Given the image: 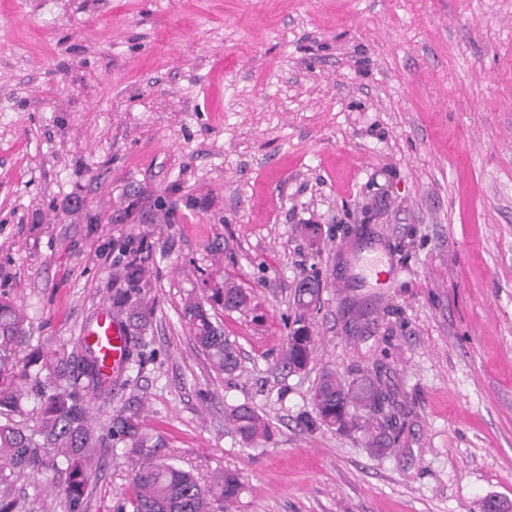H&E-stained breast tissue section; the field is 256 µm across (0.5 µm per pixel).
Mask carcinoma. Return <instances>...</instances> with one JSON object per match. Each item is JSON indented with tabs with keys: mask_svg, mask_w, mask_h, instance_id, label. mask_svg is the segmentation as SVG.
Masks as SVG:
<instances>
[{
	"mask_svg": "<svg viewBox=\"0 0 512 512\" xmlns=\"http://www.w3.org/2000/svg\"><path fill=\"white\" fill-rule=\"evenodd\" d=\"M144 259L129 263L128 287L118 290L114 306L129 315L125 336L142 332L151 308L141 299ZM322 289L307 293L295 287L297 312L280 358L282 369L293 373L306 369L315 349V338L306 325L313 298ZM206 299L224 309L244 308L248 295L232 283L222 288H205ZM195 344L217 369L231 373L238 355L224 337V330L212 321L201 299L188 300L182 312ZM33 340L30 326L13 301L0 298V512H21L9 498V479L17 472L48 466L65 476L62 490L65 512H87L88 489L99 465L98 449L124 444L125 454L136 459L131 494L114 506V512H232L241 491L239 477L229 471L210 485L182 467L157 455L159 442L143 433L139 415H120L101 432L92 426L90 404L94 398H108L119 381L105 372V359L88 341L78 338L80 351L55 350L27 359L22 349ZM47 371L51 381L40 380ZM34 396L37 414L33 424L18 419L23 404ZM391 396L379 367L355 370L344 383L334 371L323 372L313 394V406L320 424L343 432H361L380 451L395 450L399 435L390 414ZM226 421L241 442L253 445L270 435L266 419L248 404L229 409Z\"/></svg>",
	"mask_w": 512,
	"mask_h": 512,
	"instance_id": "cac0c4a2",
	"label": "carcinoma"
}]
</instances>
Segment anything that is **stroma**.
I'll return each instance as SVG.
<instances>
[{"mask_svg": "<svg viewBox=\"0 0 512 512\" xmlns=\"http://www.w3.org/2000/svg\"><path fill=\"white\" fill-rule=\"evenodd\" d=\"M136 257L154 314L96 428L138 412L202 483L238 475L233 512L512 503V0H0V293L69 349ZM313 270L317 348L288 373ZM205 279L252 297L209 310L231 374L182 320ZM369 357L409 411L397 453L299 419ZM242 403L269 440L226 422ZM133 467L106 449L87 512ZM58 481L12 494L63 512ZM303 278L295 287L294 301L297 312L287 336V346L279 362L281 368L288 371V373H296L306 369L315 349V338L305 323L309 306L314 300V294H317V301L320 302L322 288H315L314 292L307 291V296L304 298V292L300 288ZM226 421L245 445L257 444L270 435L266 419L248 404L233 406L226 413Z\"/></svg>", "mask_w": 512, "mask_h": 512, "instance_id": "stroma-1", "label": "stroma"}]
</instances>
